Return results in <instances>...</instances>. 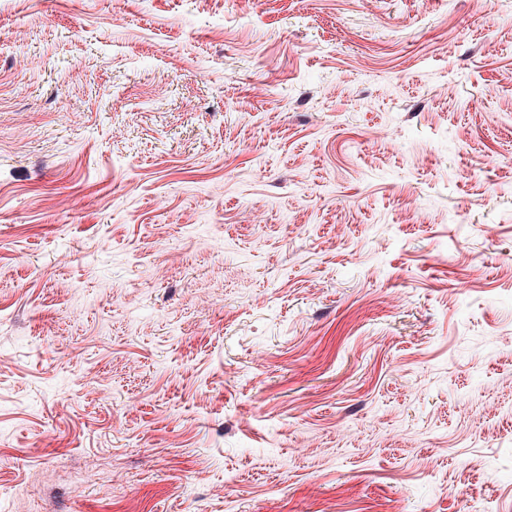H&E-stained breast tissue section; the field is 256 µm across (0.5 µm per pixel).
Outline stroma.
Segmentation results:
<instances>
[{
    "mask_svg": "<svg viewBox=\"0 0 512 512\" xmlns=\"http://www.w3.org/2000/svg\"><path fill=\"white\" fill-rule=\"evenodd\" d=\"M0 512H512V0H0Z\"/></svg>",
    "mask_w": 512,
    "mask_h": 512,
    "instance_id": "1",
    "label": "stroma"
}]
</instances>
